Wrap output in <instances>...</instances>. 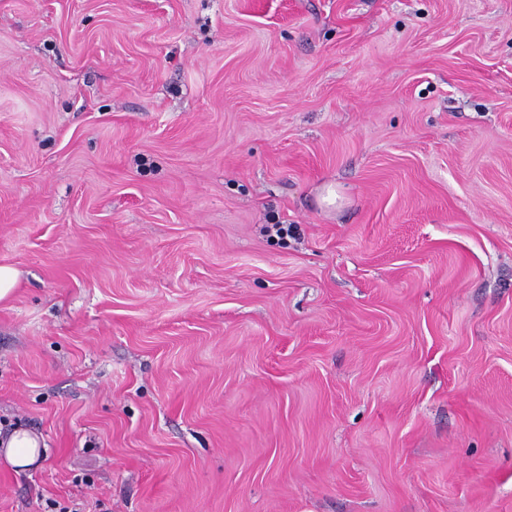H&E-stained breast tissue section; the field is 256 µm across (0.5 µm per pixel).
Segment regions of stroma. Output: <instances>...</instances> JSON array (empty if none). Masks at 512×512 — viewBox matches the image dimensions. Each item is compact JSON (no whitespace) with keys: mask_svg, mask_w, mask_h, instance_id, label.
Returning <instances> with one entry per match:
<instances>
[{"mask_svg":"<svg viewBox=\"0 0 512 512\" xmlns=\"http://www.w3.org/2000/svg\"><path fill=\"white\" fill-rule=\"evenodd\" d=\"M0 265V512H512V0H0ZM39 438L28 429L22 427L12 428L11 432H6L1 439L3 454L6 461L17 468L26 469L43 457L46 452L45 444H42Z\"/></svg>","mask_w":512,"mask_h":512,"instance_id":"1","label":"stroma"}]
</instances>
